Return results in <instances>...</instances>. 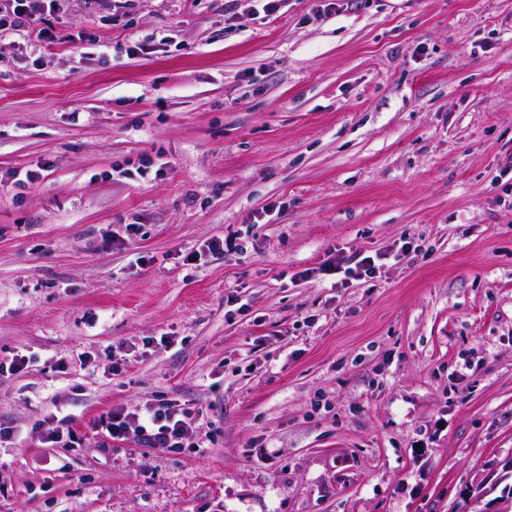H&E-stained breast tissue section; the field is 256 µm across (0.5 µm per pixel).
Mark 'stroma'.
I'll use <instances>...</instances> for the list:
<instances>
[{
    "label": "stroma",
    "mask_w": 512,
    "mask_h": 512,
    "mask_svg": "<svg viewBox=\"0 0 512 512\" xmlns=\"http://www.w3.org/2000/svg\"><path fill=\"white\" fill-rule=\"evenodd\" d=\"M224 3L0 42V512H512V0ZM162 398L212 443L86 428ZM418 252L420 251L412 245L411 241L404 240L402 245L398 244L379 252L363 251L350 256L336 254L334 258L327 259L321 270L326 275L340 276L334 282L336 288H347L353 281H359L366 277L371 278L382 262L389 259L397 262L412 254L415 256ZM42 443L50 444V447L53 448H75V446L79 447L81 444L74 431L67 429L64 432L59 427L42 433Z\"/></svg>",
    "instance_id": "1"
}]
</instances>
